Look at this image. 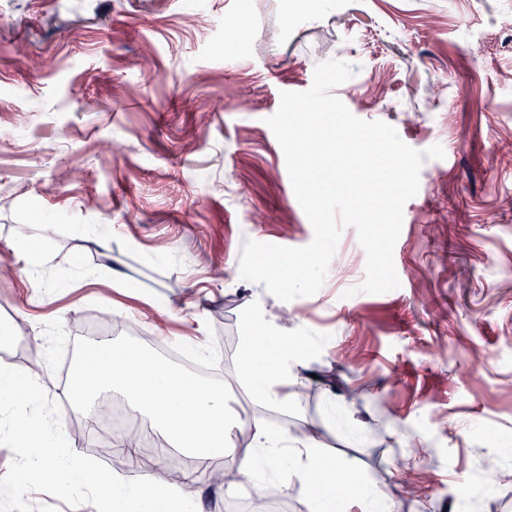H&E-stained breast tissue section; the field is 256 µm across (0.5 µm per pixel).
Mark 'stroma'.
<instances>
[{"label":"stroma","instance_id":"obj_1","mask_svg":"<svg viewBox=\"0 0 512 512\" xmlns=\"http://www.w3.org/2000/svg\"><path fill=\"white\" fill-rule=\"evenodd\" d=\"M509 19L512 0H0V358L50 376L68 447L131 469L58 396L75 340L129 326L220 350L236 436L260 420L313 438L392 512L479 496L512 512ZM329 59L354 71L334 90L353 115L445 157L423 163L404 206L398 289L360 291L366 256L347 226L320 290L283 302L241 279L239 253L313 238L266 120ZM42 237L37 264L26 245ZM250 331L304 340L287 406L239 377ZM489 464L506 477L490 496ZM195 478L205 512L277 481ZM0 512L94 509L49 483Z\"/></svg>","mask_w":512,"mask_h":512}]
</instances>
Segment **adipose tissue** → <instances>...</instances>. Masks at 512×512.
<instances>
[{
  "instance_id": "adipose-tissue-1",
  "label": "adipose tissue",
  "mask_w": 512,
  "mask_h": 512,
  "mask_svg": "<svg viewBox=\"0 0 512 512\" xmlns=\"http://www.w3.org/2000/svg\"><path fill=\"white\" fill-rule=\"evenodd\" d=\"M247 350L240 362L241 378L254 386L268 404L287 402L279 388L299 367L288 351V339L268 335L245 336ZM46 375L35 373L17 379L0 367V440L21 452L22 465L12 490L37 488L48 481L97 499L98 512H200L198 496L185 482L168 480L159 471L108 472L88 461L78 451L65 449L60 423L45 413L48 393ZM253 452L238 464V472L269 471L280 478L297 472L304 478L318 477L314 512H331L333 495L348 472L334 460H323L316 442L299 441L286 446L283 436L269 432L262 422L251 426Z\"/></svg>"
}]
</instances>
